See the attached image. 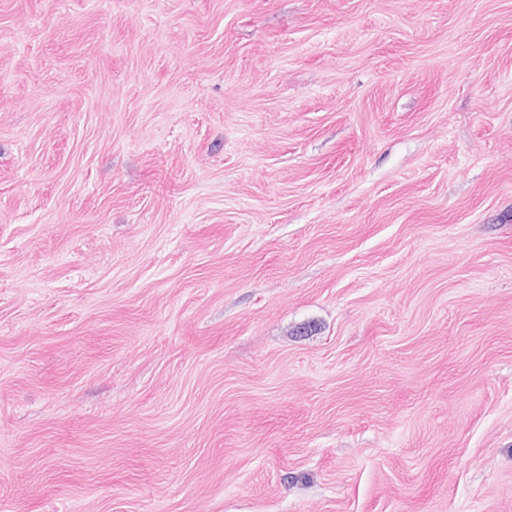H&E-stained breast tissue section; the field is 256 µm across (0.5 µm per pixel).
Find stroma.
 Wrapping results in <instances>:
<instances>
[{
	"label": "stroma",
	"mask_w": 512,
	"mask_h": 512,
	"mask_svg": "<svg viewBox=\"0 0 512 512\" xmlns=\"http://www.w3.org/2000/svg\"><path fill=\"white\" fill-rule=\"evenodd\" d=\"M0 512H512V0H0Z\"/></svg>",
	"instance_id": "obj_1"
}]
</instances>
